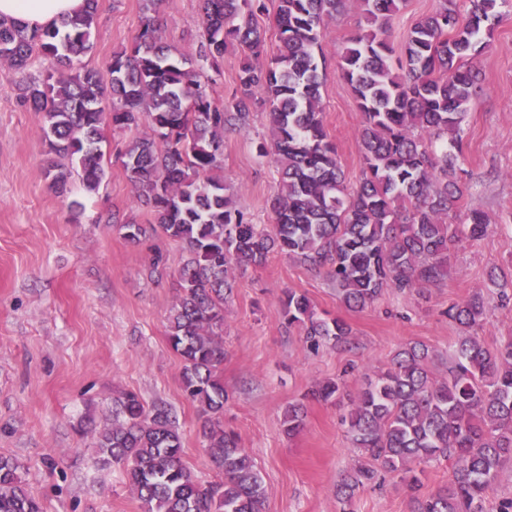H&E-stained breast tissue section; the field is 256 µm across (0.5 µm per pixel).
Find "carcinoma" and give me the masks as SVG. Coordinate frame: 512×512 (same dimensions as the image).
<instances>
[{
	"instance_id": "carcinoma-1",
	"label": "carcinoma",
	"mask_w": 512,
	"mask_h": 512,
	"mask_svg": "<svg viewBox=\"0 0 512 512\" xmlns=\"http://www.w3.org/2000/svg\"><path fill=\"white\" fill-rule=\"evenodd\" d=\"M159 2L142 0L143 27L113 53L105 76L83 62L93 48L98 0L34 31L1 19L0 62L15 73L36 54L56 63L25 82L19 98L43 113L50 151L77 161L90 191L105 177V117L115 129L145 127L115 159L136 202L150 207L152 223H120L113 213L94 223L119 224L133 244L160 232L185 249L168 342L182 361L183 392L205 416L202 447L221 478L198 481L183 464L170 410L133 391L112 399V423L97 440L102 464L123 469L142 512H266L261 471L224 429V306L235 279L284 253L328 269L339 299L361 310L388 289L404 293L448 280L451 249L463 237L483 238L490 227L480 211L463 224L448 223V212L463 194L462 124L480 95L470 60L500 21L498 0H468L464 14L457 0H438L409 29L396 71L387 33L405 0H362L369 30L351 39L337 61L362 114L364 169L353 189L320 107L325 22L344 0H277L279 45L270 58L267 32L257 22L265 0H198L201 33L193 51L177 58L163 40ZM230 49L240 62L228 107L216 102L214 87L217 63ZM256 101L267 108V135L257 151L273 157L279 174L268 225L251 222L223 175L224 135L249 126ZM45 175L57 193L67 192L71 169L52 160ZM283 303L288 326L298 327L310 347L349 343V325L318 315L306 295L289 290ZM485 309L476 293L448 305L447 314L474 329ZM432 357L420 342L399 349L349 399L341 423L366 461L336 484L342 512L382 471L415 492L411 512H487L489 490L512 468V336L493 347L460 337L444 375L431 371ZM341 390L342 383L328 381L312 398L330 401ZM306 416L304 405L288 404L285 433H300ZM441 460L452 463L448 485L416 495V468ZM0 512H41L18 461L2 454Z\"/></svg>"
}]
</instances>
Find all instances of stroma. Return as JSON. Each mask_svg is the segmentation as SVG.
Returning a JSON list of instances; mask_svg holds the SVG:
<instances>
[{"mask_svg": "<svg viewBox=\"0 0 512 512\" xmlns=\"http://www.w3.org/2000/svg\"><path fill=\"white\" fill-rule=\"evenodd\" d=\"M498 10L502 22L472 61L483 91L463 122L466 188L448 215L459 224L469 210H481L492 230L455 247L447 283L418 293L388 290L371 306L350 310L325 271L282 254L236 280L224 321V427L239 435L260 467L267 512H339L336 485L360 458L341 424L349 397L366 373L385 367L409 343L427 344L433 370L445 373L463 334L446 316L449 304L482 293L489 308L480 340L492 347L512 336V302L501 304L489 282L493 273L512 276V0H499ZM161 11L165 41L187 48L201 28L197 0H163ZM142 21V0H98L94 48L85 64L106 70ZM365 28L359 0H347L327 20L323 42L324 124L350 187L364 168L361 112L337 60ZM18 80L0 73V454L25 466L42 512H141L123 470L99 464L96 436L86 430L111 420L119 392L170 407L185 465L201 481L217 478L201 446L200 409L183 394L181 361L167 338L185 253L160 235L130 245L118 228L94 221L97 213L113 211L150 223L114 155L143 128H106L99 188L87 191L75 175L67 196H56L44 177L51 156L43 116L21 106ZM252 112L249 129L224 136V179L252 222L268 224L267 201L279 175L273 158L257 154L265 114L259 106ZM157 251L165 271L152 279L146 268ZM286 290L306 294L318 313L349 324V346L308 349L300 329L283 318ZM339 376L346 379L343 397L308 402L303 431L288 436L282 426L288 404ZM409 501L407 489L389 477L358 491L352 512H410Z\"/></svg>", "mask_w": 512, "mask_h": 512, "instance_id": "stroma-1", "label": "stroma"}]
</instances>
